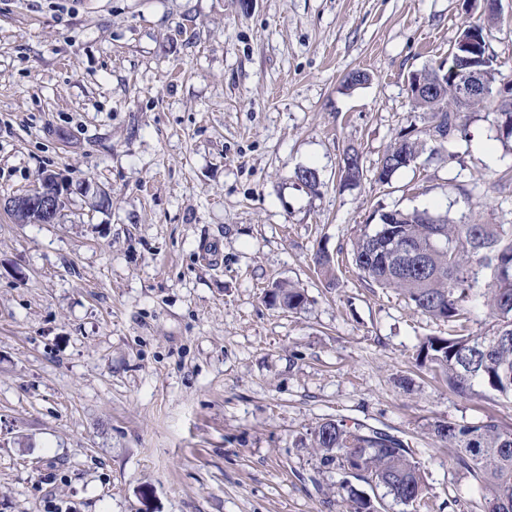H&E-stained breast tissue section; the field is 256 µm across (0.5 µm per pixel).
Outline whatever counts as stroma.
Masks as SVG:
<instances>
[{
	"mask_svg": "<svg viewBox=\"0 0 512 512\" xmlns=\"http://www.w3.org/2000/svg\"><path fill=\"white\" fill-rule=\"evenodd\" d=\"M481 7L0 0V196L46 172L70 187L54 224L0 210V512H347L343 474L309 447L327 419L401 440L431 512H471L477 485L432 425L512 424V402L419 368L447 323L362 281L351 251L394 209L512 224V140L491 103L454 160L428 147L388 184L348 185L341 158L374 169L425 129L408 77ZM488 53L512 82V0ZM274 281L305 307L266 304Z\"/></svg>",
	"mask_w": 512,
	"mask_h": 512,
	"instance_id": "35a3bbf8",
	"label": "stroma"
}]
</instances>
